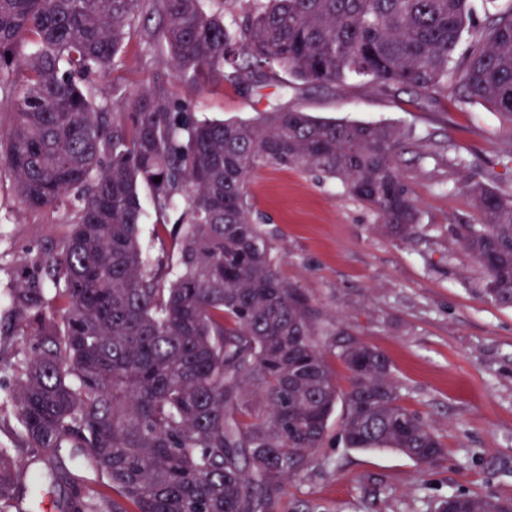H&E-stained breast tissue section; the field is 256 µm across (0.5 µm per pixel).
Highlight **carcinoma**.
<instances>
[{
    "mask_svg": "<svg viewBox=\"0 0 512 512\" xmlns=\"http://www.w3.org/2000/svg\"><path fill=\"white\" fill-rule=\"evenodd\" d=\"M250 2L231 31L206 0H0V92L12 107L0 176L30 209L74 202L64 236L15 269L6 333L35 344L15 363L11 400L31 459L0 447V512H27L20 472L41 463L56 479L65 448L89 449L83 466L104 481L59 512H269L321 447L341 398L345 447L390 448L425 466L444 453L401 404L386 356L343 331L334 347L350 385L338 391L306 301L280 278L247 200L260 167L317 171L406 241L417 204L396 166L405 135L289 108L208 122L162 86L114 88L100 104L86 83L109 75L127 31L153 14L152 37L192 87L239 82L273 61L307 83L451 87L512 119V8L476 28L472 0ZM26 45L35 51L23 56ZM142 186L173 244L166 265L141 243ZM464 189L481 223L450 232L483 268L488 300L511 308L512 194ZM254 396L264 419H253ZM441 509L512 503L451 494Z\"/></svg>",
    "mask_w": 512,
    "mask_h": 512,
    "instance_id": "carcinoma-1",
    "label": "carcinoma"
}]
</instances>
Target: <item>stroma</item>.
Masks as SVG:
<instances>
[{"instance_id":"35a3bbf8","label":"stroma","mask_w":512,"mask_h":512,"mask_svg":"<svg viewBox=\"0 0 512 512\" xmlns=\"http://www.w3.org/2000/svg\"><path fill=\"white\" fill-rule=\"evenodd\" d=\"M127 91L165 86L199 118L246 122L275 108L323 120L387 124L408 135L399 173L417 202L412 240L384 234L374 212L339 181L303 169L262 167L249 184L253 217L279 260V275L302 294L340 390L350 374L331 350L343 329L382 352L402 404L439 437L444 455L422 466L388 448L353 449L337 438L346 407L337 402L325 440L289 478L271 512H434L451 494L512 502V308L485 300L484 270L451 235L480 215L464 189L476 182L512 193V120L449 94L384 89L354 78L343 86L289 79L271 64L247 84L195 88L179 82L165 47L133 28L110 75ZM72 206L28 209L0 179V314L9 308L20 255L62 237ZM12 371L0 361V446L16 447L19 417L5 392ZM68 474L44 483L33 512H58L73 488L96 475L67 460Z\"/></svg>"}]
</instances>
